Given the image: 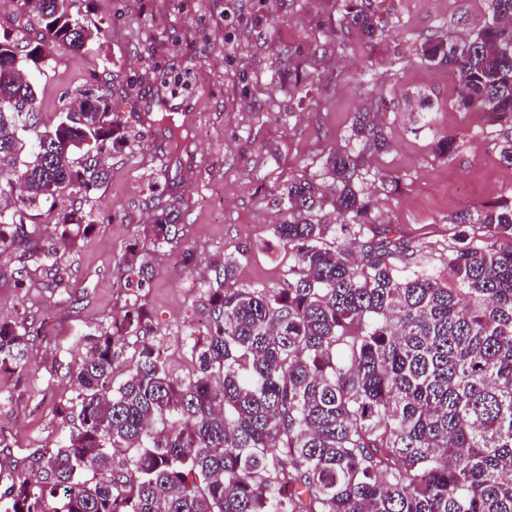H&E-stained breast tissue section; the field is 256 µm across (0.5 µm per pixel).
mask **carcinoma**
<instances>
[{
    "label": "carcinoma",
    "mask_w": 512,
    "mask_h": 512,
    "mask_svg": "<svg viewBox=\"0 0 512 512\" xmlns=\"http://www.w3.org/2000/svg\"><path fill=\"white\" fill-rule=\"evenodd\" d=\"M34 36L0 28V247L20 253L15 284L66 287L55 241L94 225L83 198L111 171L101 156L127 142L111 95L89 84L46 124L31 71L56 49L90 50L100 28L68 0H14ZM336 45L384 36L389 20L363 0H335ZM418 59L458 77L454 103L480 112L512 166V0H486L466 36L434 34ZM419 127L433 104L416 90ZM374 97L345 143L322 163L332 179L280 190L274 235L294 265L275 287L231 288L228 257L199 282L208 308L179 337L191 369L175 373L149 336L142 305L100 325L68 365L75 389L55 408L65 442L38 448L19 479L0 484V512H512V190L457 210L446 246L424 249L377 227L360 162L390 149ZM455 137L435 153L452 157ZM51 203L54 236L31 226ZM331 207L336 223L320 211ZM171 203L126 258L143 287L140 254L177 240ZM447 253L448 282L435 270ZM30 324L0 321V370L30 364ZM138 346L117 384L122 348Z\"/></svg>",
    "instance_id": "cac0c4a2"
}]
</instances>
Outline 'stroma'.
<instances>
[{
	"mask_svg": "<svg viewBox=\"0 0 512 512\" xmlns=\"http://www.w3.org/2000/svg\"><path fill=\"white\" fill-rule=\"evenodd\" d=\"M371 3L390 14L395 28L375 42L352 37L339 47L331 39L333 0H70L71 14L92 20L102 34L88 52L55 51L36 75L42 120L52 122L78 88L102 74L106 60L108 91L128 140L106 159L109 183L84 201L93 232L72 233L60 252L69 269L66 288L40 294L15 287L18 254L0 248V319L24 317L41 329L31 371L0 372V437L8 442L0 447V473L20 474L35 449L55 447L67 433L55 405L74 387L65 364L80 356L81 335L143 304L154 342L183 374L190 360L178 338L204 311L199 282L212 259L238 255L240 288L286 277L292 258L273 233L281 218L277 192L320 170L376 90L420 88L438 110L427 129L411 122L408 100L386 113L391 147L361 168L374 220L400 227L417 243L442 244L453 232L450 214L512 187V167L484 137L483 115L455 109L447 70L404 61L434 32L463 34L459 17L478 25L483 0ZM292 67L304 94L288 90ZM153 100L179 105L176 119L196 138L191 153L170 154L167 127L143 119ZM444 136L461 143L447 159L432 147ZM385 174L397 177V189L383 185ZM176 197L177 243L150 254L153 272L144 288L127 287L129 245ZM187 247L196 256L191 268L183 263Z\"/></svg>",
	"mask_w": 512,
	"mask_h": 512,
	"instance_id": "35a3bbf8",
	"label": "stroma"
}]
</instances>
